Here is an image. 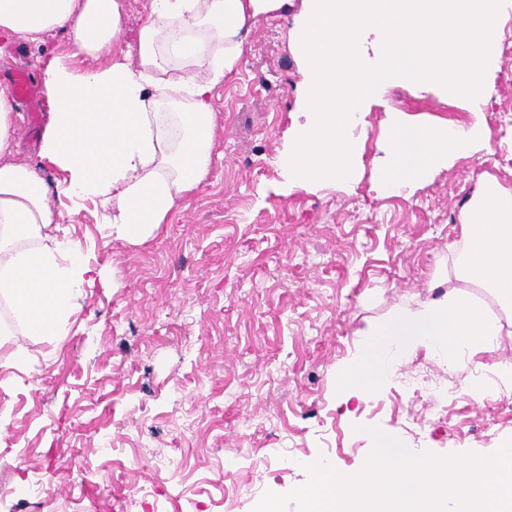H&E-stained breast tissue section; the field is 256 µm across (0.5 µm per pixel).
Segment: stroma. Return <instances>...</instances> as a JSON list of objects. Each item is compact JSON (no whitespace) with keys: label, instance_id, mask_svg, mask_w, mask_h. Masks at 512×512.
<instances>
[{"label":"stroma","instance_id":"1","mask_svg":"<svg viewBox=\"0 0 512 512\" xmlns=\"http://www.w3.org/2000/svg\"><path fill=\"white\" fill-rule=\"evenodd\" d=\"M291 24L270 15L243 33L240 64L213 92L218 157L153 237L106 235L91 202L63 223L101 273L57 338L16 329L27 360L0 366V489L38 485L10 512H253L265 491L303 485L304 462L362 468L376 426L415 452L489 456L512 440V407L449 403L436 382L466 387L424 348L406 354L376 395L336 390L366 333L436 296L463 212L483 189L512 192V56L485 73L480 108L465 97L388 79L368 100L348 183L293 184L280 165L301 122L304 69ZM34 45L0 43V80L34 76ZM471 124L484 135L402 193L377 192L393 115ZM496 319L489 355L512 359V313L485 289Z\"/></svg>","mask_w":512,"mask_h":512}]
</instances>
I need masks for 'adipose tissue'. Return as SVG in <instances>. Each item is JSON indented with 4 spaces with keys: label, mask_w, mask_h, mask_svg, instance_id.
<instances>
[{
    "label": "adipose tissue",
    "mask_w": 512,
    "mask_h": 512,
    "mask_svg": "<svg viewBox=\"0 0 512 512\" xmlns=\"http://www.w3.org/2000/svg\"><path fill=\"white\" fill-rule=\"evenodd\" d=\"M292 0H150L138 48L122 46L124 0H0V36L72 41L37 58L50 104L39 154L66 174L52 200L39 173L14 159L13 93L0 82V302L32 336L59 335L92 284L79 244L61 234L68 204L90 201L121 239L165 223L213 165L214 89L236 70L242 31ZM481 124L427 128L395 121L376 188L399 192L480 137Z\"/></svg>",
    "instance_id": "ef3b65f1"
}]
</instances>
